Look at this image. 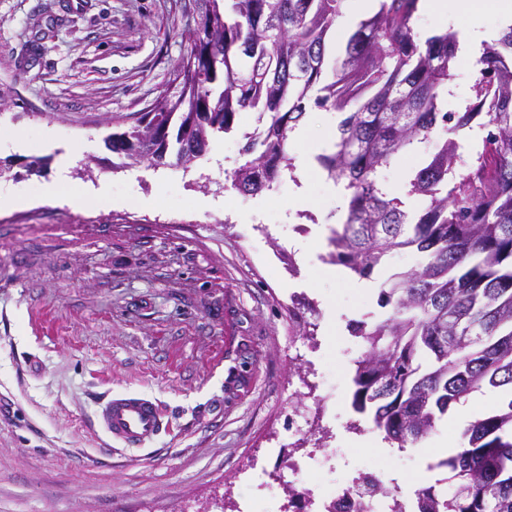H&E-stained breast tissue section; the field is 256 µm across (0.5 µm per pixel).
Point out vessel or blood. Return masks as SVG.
I'll return each mask as SVG.
<instances>
[{
	"label": "vessel or blood",
	"mask_w": 512,
	"mask_h": 512,
	"mask_svg": "<svg viewBox=\"0 0 512 512\" xmlns=\"http://www.w3.org/2000/svg\"><path fill=\"white\" fill-rule=\"evenodd\" d=\"M94 424L112 442L126 449L145 447L169 429L160 404L150 396L134 392L113 394L98 402Z\"/></svg>",
	"instance_id": "obj_1"
}]
</instances>
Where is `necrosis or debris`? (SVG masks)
<instances>
[{
    "label": "necrosis or debris",
    "instance_id": "4bbe7bcc",
    "mask_svg": "<svg viewBox=\"0 0 512 512\" xmlns=\"http://www.w3.org/2000/svg\"><path fill=\"white\" fill-rule=\"evenodd\" d=\"M308 388L318 403L314 413L304 417L311 438L289 460L287 472H271L261 461L253 462L251 469L259 477V491L287 485L288 504L294 512H423L427 507L442 512L440 500L426 504L408 499L396 479L366 464L357 466L343 482H323L324 465L344 455L357 433L350 418L339 419L331 413V390L317 367L309 369Z\"/></svg>",
    "mask_w": 512,
    "mask_h": 512
}]
</instances>
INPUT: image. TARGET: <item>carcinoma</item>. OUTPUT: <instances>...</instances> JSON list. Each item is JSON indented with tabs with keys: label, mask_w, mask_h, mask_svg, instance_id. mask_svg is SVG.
<instances>
[{
	"label": "carcinoma",
	"mask_w": 512,
	"mask_h": 512,
	"mask_svg": "<svg viewBox=\"0 0 512 512\" xmlns=\"http://www.w3.org/2000/svg\"><path fill=\"white\" fill-rule=\"evenodd\" d=\"M186 54L171 88L107 136L114 169H190L210 140L258 113L230 175L256 195L293 171L287 143L313 107L344 114L334 150L316 162L346 194L328 262L369 277L394 250L423 254L390 276L379 321L348 324L365 351L351 406L404 448L428 436L448 409L482 389L512 390V24L482 45L475 102L448 112L441 97L458 53L448 32L420 41L418 0H379L333 59L330 30L345 0H188ZM480 115L485 135L460 159L456 136ZM441 128L452 137L409 179L420 212L379 178L402 152ZM467 444L439 460L446 512H512V397L470 422Z\"/></svg>",
	"instance_id": "cac0c4a2"
}]
</instances>
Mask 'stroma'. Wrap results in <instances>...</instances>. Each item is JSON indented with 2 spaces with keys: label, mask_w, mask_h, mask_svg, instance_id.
Returning a JSON list of instances; mask_svg holds the SVG:
<instances>
[{
  "label": "stroma",
  "mask_w": 512,
  "mask_h": 512,
  "mask_svg": "<svg viewBox=\"0 0 512 512\" xmlns=\"http://www.w3.org/2000/svg\"><path fill=\"white\" fill-rule=\"evenodd\" d=\"M183 0H0V512H197L209 497L236 512L257 492L244 470L271 449L279 467L300 441L301 404H313L300 356L305 331L334 375L331 408L351 409L347 322L383 319L379 287L419 267L410 249L391 252L352 288L338 268L319 278L336 204L322 184L297 188L282 175L276 196L232 188L242 158L240 113L233 133L212 139L188 170L113 169L105 146L112 119L134 124L170 86L186 51ZM475 59L451 67L449 110L474 98ZM434 131L381 173L404 192L438 151ZM75 159L61 171L65 152ZM39 170H29L32 160ZM66 175L69 190H102L81 208L46 201ZM300 239L304 253L284 252ZM156 398L171 431L142 450H110L93 417L108 392ZM447 418L393 458L356 444V461L412 477L421 449L461 447Z\"/></svg>",
  "instance_id": "35a3bbf8"
}]
</instances>
